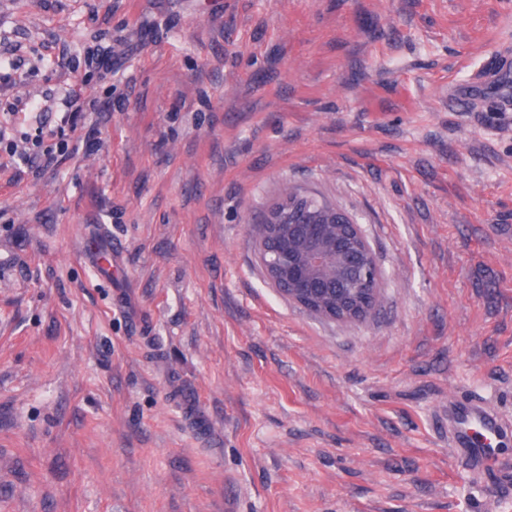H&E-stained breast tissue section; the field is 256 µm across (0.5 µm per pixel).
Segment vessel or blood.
<instances>
[{
  "mask_svg": "<svg viewBox=\"0 0 512 512\" xmlns=\"http://www.w3.org/2000/svg\"><path fill=\"white\" fill-rule=\"evenodd\" d=\"M505 422L476 400L448 409V446L471 468H492L498 446L511 434Z\"/></svg>",
  "mask_w": 512,
  "mask_h": 512,
  "instance_id": "obj_1",
  "label": "vessel or blood"
}]
</instances>
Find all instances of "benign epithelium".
Here are the masks:
<instances>
[{
    "instance_id": "7a95c632",
    "label": "benign epithelium",
    "mask_w": 512,
    "mask_h": 512,
    "mask_svg": "<svg viewBox=\"0 0 512 512\" xmlns=\"http://www.w3.org/2000/svg\"><path fill=\"white\" fill-rule=\"evenodd\" d=\"M255 229L262 268L278 293L332 320L373 313L381 270L362 226L341 207L292 189Z\"/></svg>"
}]
</instances>
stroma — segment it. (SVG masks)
<instances>
[{
    "mask_svg": "<svg viewBox=\"0 0 512 512\" xmlns=\"http://www.w3.org/2000/svg\"><path fill=\"white\" fill-rule=\"evenodd\" d=\"M71 92L77 153L10 155ZM0 127V512H512L440 416L512 423V0H0ZM291 185L362 224L366 320L266 280Z\"/></svg>",
    "mask_w": 512,
    "mask_h": 512,
    "instance_id": "1",
    "label": "stroma"
}]
</instances>
